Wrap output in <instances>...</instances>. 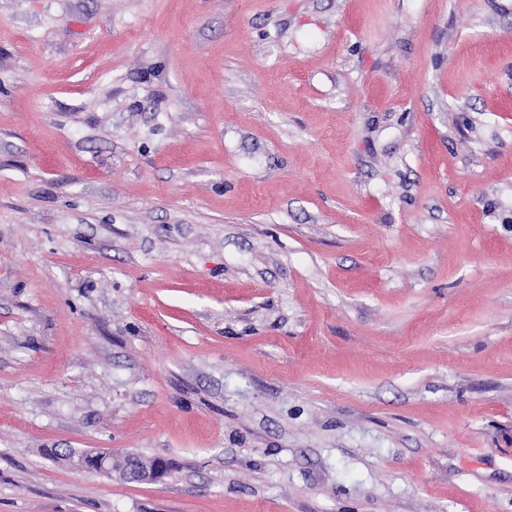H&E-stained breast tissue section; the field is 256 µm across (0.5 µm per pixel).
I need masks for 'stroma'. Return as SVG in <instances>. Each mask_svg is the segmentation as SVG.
Masks as SVG:
<instances>
[{
  "label": "stroma",
  "instance_id": "obj_1",
  "mask_svg": "<svg viewBox=\"0 0 512 512\" xmlns=\"http://www.w3.org/2000/svg\"><path fill=\"white\" fill-rule=\"evenodd\" d=\"M0 512H512V0H0ZM119 474L128 482L158 483L167 475V470L162 459L146 462L138 455L128 453L124 456Z\"/></svg>",
  "mask_w": 512,
  "mask_h": 512
}]
</instances>
